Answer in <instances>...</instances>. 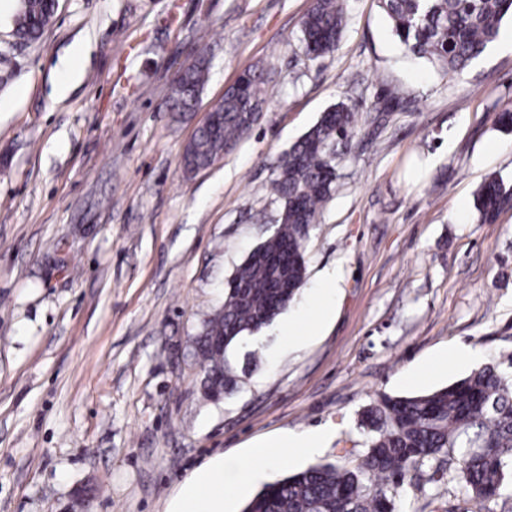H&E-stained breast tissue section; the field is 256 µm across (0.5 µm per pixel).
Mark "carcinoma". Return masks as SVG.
I'll return each instance as SVG.
<instances>
[{
  "label": "carcinoma",
  "instance_id": "cac0c4a2",
  "mask_svg": "<svg viewBox=\"0 0 512 512\" xmlns=\"http://www.w3.org/2000/svg\"><path fill=\"white\" fill-rule=\"evenodd\" d=\"M345 0H313L301 34L315 60L336 50L346 24ZM393 34L412 54L446 75L463 74L500 34L512 0H381ZM54 0H18L13 35L20 46L38 41L52 23ZM203 57L181 70L167 103L170 112L196 107L207 73ZM262 71L243 72L215 107L211 127L184 147L187 174L211 165L243 139L266 102ZM357 114L343 103L322 113L288 151L272 182L276 228L254 247L224 285V301L192 339L203 372V395L217 400L238 388L228 356L296 299L306 279L305 251L323 204L336 189L337 160L357 134ZM482 223L512 209V183L485 181L476 194ZM366 433L361 463L344 469L317 464L266 485L244 512H399L397 497L419 465L448 457L474 498L506 509L512 479V358L487 364L432 392L380 394L363 407Z\"/></svg>",
  "mask_w": 512,
  "mask_h": 512
}]
</instances>
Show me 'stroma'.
<instances>
[{
	"mask_svg": "<svg viewBox=\"0 0 512 512\" xmlns=\"http://www.w3.org/2000/svg\"><path fill=\"white\" fill-rule=\"evenodd\" d=\"M312 0H59L42 38L14 47L16 0H0V512H170L199 466L224 462L242 512L267 484L309 466L352 469L359 411L512 353V211L491 224L474 202L512 180V20L463 75L405 51L378 0H347L335 51L309 60ZM210 61L195 111H168L179 71ZM79 57L80 77L65 66ZM266 104L250 134L188 175L186 143L245 70ZM361 131L306 246L299 296L248 346L242 387L201 396L187 346L224 283L273 224L280 157L327 108ZM336 273L333 312L309 316ZM448 367L425 373L438 355ZM324 429L326 448L242 482L254 444ZM400 512H478L446 460L418 468Z\"/></svg>",
	"mask_w": 512,
	"mask_h": 512,
	"instance_id": "35a3bbf8",
	"label": "stroma"
}]
</instances>
